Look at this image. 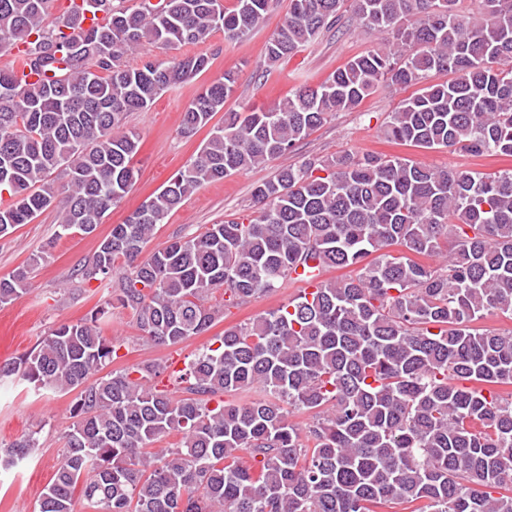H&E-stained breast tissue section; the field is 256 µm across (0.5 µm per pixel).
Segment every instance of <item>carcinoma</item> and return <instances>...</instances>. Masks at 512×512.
Instances as JSON below:
<instances>
[{
  "mask_svg": "<svg viewBox=\"0 0 512 512\" xmlns=\"http://www.w3.org/2000/svg\"><path fill=\"white\" fill-rule=\"evenodd\" d=\"M82 0L49 26L52 0H0V49L24 47L28 72L0 70V236L56 207L59 227L90 235L131 186L139 138L125 115L208 71L211 57L124 58L144 43L235 41L272 0ZM344 0H291L265 62L342 28ZM352 0L350 20L382 47L267 109L224 111L226 72L182 113L180 133L211 126L199 156L122 223L80 269L114 285L120 307L157 345L203 334L213 290L246 303L298 279L300 294L203 348L175 398L151 383L166 367L97 373L122 341L109 308L62 324L0 379L77 391L61 466L38 512H512V169L435 168L352 153L280 168L255 210L180 237L139 260L157 225L202 185L268 164L382 84L421 88L384 135L425 150L512 157V0ZM452 78L430 82L432 74ZM224 113L220 125H210ZM64 178L55 188L53 174ZM444 257L439 263L429 259ZM130 272L117 274L118 262ZM353 275L323 278L329 268ZM308 276L293 277L298 269ZM29 268L0 278V306L26 293ZM258 392L241 405L213 398ZM309 412L306 426L290 420ZM172 433L179 443L150 447ZM40 448L32 431L12 466Z\"/></svg>",
  "mask_w": 512,
  "mask_h": 512,
  "instance_id": "cac0c4a2",
  "label": "carcinoma"
}]
</instances>
